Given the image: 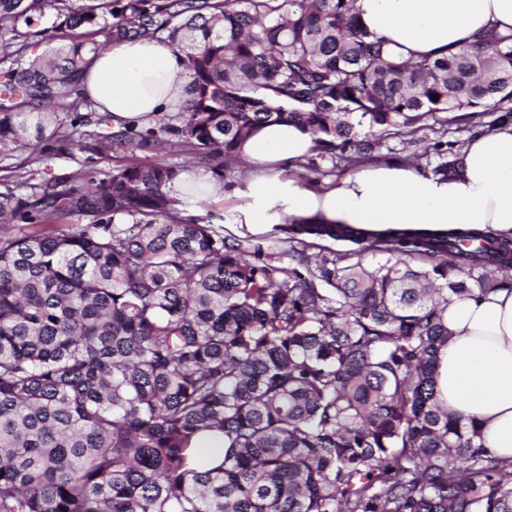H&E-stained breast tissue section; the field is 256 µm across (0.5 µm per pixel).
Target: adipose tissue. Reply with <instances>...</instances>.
Masks as SVG:
<instances>
[{"instance_id": "obj_1", "label": "adipose tissue", "mask_w": 512, "mask_h": 512, "mask_svg": "<svg viewBox=\"0 0 512 512\" xmlns=\"http://www.w3.org/2000/svg\"><path fill=\"white\" fill-rule=\"evenodd\" d=\"M370 34L405 60L440 58L473 42L487 26L512 32V0H356ZM184 56L155 38L107 45L85 70L79 91L115 126L147 128L177 115L191 98ZM312 137L293 124H270L241 155L248 174L235 193L239 224L312 218L369 230L493 229L512 238V122L479 129L458 155L454 176L424 175L410 163L360 167L337 186L312 189L285 178L278 165L312 154ZM450 336L437 368L449 411L475 422L478 439L512 458V287L448 298Z\"/></svg>"}]
</instances>
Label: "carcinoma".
Listing matches in <instances>:
<instances>
[{"label":"carcinoma","mask_w":512,"mask_h":512,"mask_svg":"<svg viewBox=\"0 0 512 512\" xmlns=\"http://www.w3.org/2000/svg\"><path fill=\"white\" fill-rule=\"evenodd\" d=\"M355 2L0 0V145H80L56 105L88 56L159 33L192 98L155 130L100 136V155L171 145L230 187L241 144L273 123L313 137L297 166L318 172L376 161L430 120L443 156L448 113L475 126L488 97L512 119L511 32L387 59ZM185 168L144 159L31 200L0 192L1 224L105 217L0 236V512H512V461L436 391L448 296L512 285V239L289 219L306 278L180 216L168 188ZM327 239L351 249L306 252ZM367 252L384 260L369 270ZM207 435L219 447L196 460Z\"/></svg>","instance_id":"cac0c4a2"}]
</instances>
